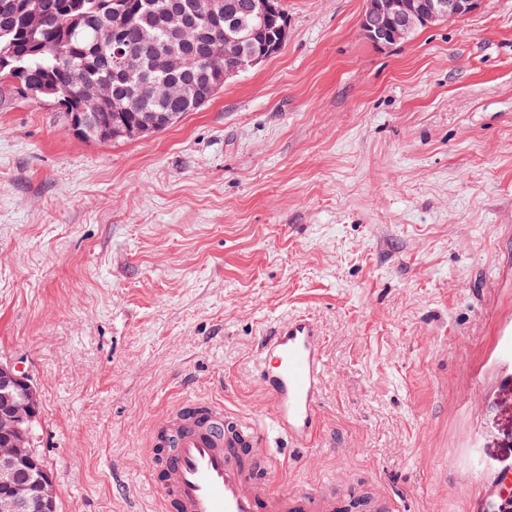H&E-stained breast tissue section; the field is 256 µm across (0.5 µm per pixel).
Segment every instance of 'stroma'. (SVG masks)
<instances>
[{
    "label": "stroma",
    "mask_w": 512,
    "mask_h": 512,
    "mask_svg": "<svg viewBox=\"0 0 512 512\" xmlns=\"http://www.w3.org/2000/svg\"><path fill=\"white\" fill-rule=\"evenodd\" d=\"M283 2L281 49L148 137L0 85V360L61 512H152L151 429L189 397L283 448L257 355L303 314L320 424L278 489L475 512L512 478V0L386 49L364 0Z\"/></svg>",
    "instance_id": "obj_1"
}]
</instances>
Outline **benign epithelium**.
Instances as JSON below:
<instances>
[{"label":"benign epithelium","instance_id":"1","mask_svg":"<svg viewBox=\"0 0 512 512\" xmlns=\"http://www.w3.org/2000/svg\"><path fill=\"white\" fill-rule=\"evenodd\" d=\"M482 0H365L361 17L364 37L379 47L396 45L418 28H431L445 21L461 19L480 10ZM191 3L165 4L159 11L160 27L175 35L182 43L197 41L196 29L204 27ZM284 18L281 0H253L245 35L231 46L234 62L226 64L225 53H213L203 59L209 74L221 72L224 77L246 72L265 61L271 53L259 36L276 19ZM0 20L16 22L20 28L34 34L41 28L43 12L40 0H0ZM156 38L152 32H141L137 45L139 61L153 60ZM137 61V62H139ZM137 62L121 56L112 60V79L88 82L73 92L67 86L55 89L58 94L73 95L83 118L109 110L111 122L99 129L100 134L141 137L162 128L152 112L143 114L140 124L123 122L124 113L131 110L130 96L117 91V84L128 82L141 69ZM186 54L169 52L162 62L163 69L184 72ZM40 409V394L31 376L14 362L0 361V512H59L53 475L42 458L31 447L28 436L31 423Z\"/></svg>","mask_w":512,"mask_h":512}]
</instances>
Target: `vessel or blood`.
Instances as JSON below:
<instances>
[{
  "instance_id": "b4317fda",
  "label": "vessel or blood",
  "mask_w": 512,
  "mask_h": 512,
  "mask_svg": "<svg viewBox=\"0 0 512 512\" xmlns=\"http://www.w3.org/2000/svg\"><path fill=\"white\" fill-rule=\"evenodd\" d=\"M259 379L289 447H309L319 424L323 378L315 323L277 325L259 351ZM251 418L193 398L160 419L151 440L149 479L157 512H341L335 488L283 491L274 477L285 460L258 448Z\"/></svg>"
}]
</instances>
